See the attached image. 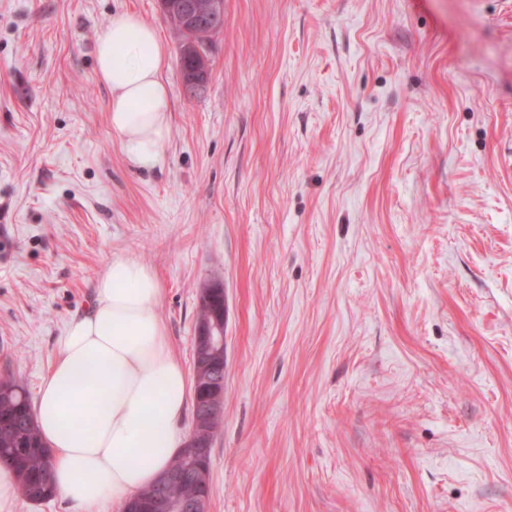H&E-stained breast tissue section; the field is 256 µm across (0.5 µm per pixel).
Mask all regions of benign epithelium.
<instances>
[{
    "label": "benign epithelium",
    "mask_w": 512,
    "mask_h": 512,
    "mask_svg": "<svg viewBox=\"0 0 512 512\" xmlns=\"http://www.w3.org/2000/svg\"><path fill=\"white\" fill-rule=\"evenodd\" d=\"M160 12L166 14L174 6L178 7L187 20L194 23V36L180 42L181 55L195 61V70L186 72L184 87L190 96L195 95L208 79L207 57L203 49L209 45L212 29L221 25L224 19V0H158ZM224 349L223 320L211 316L204 319L194 337V357L203 365L210 364L222 356ZM224 395V381H217L211 411L197 419L192 427L188 444L189 453L199 457L209 450L214 434L220 427L219 415L223 413L218 406V399ZM192 482L199 487V492L191 499L175 501L168 497L167 489L173 485ZM210 497V478L202 470L191 465L187 469H170L156 483V492L148 502L149 512H206Z\"/></svg>",
    "instance_id": "1"
}]
</instances>
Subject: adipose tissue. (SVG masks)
Wrapping results in <instances>:
<instances>
[{
  "mask_svg": "<svg viewBox=\"0 0 512 512\" xmlns=\"http://www.w3.org/2000/svg\"><path fill=\"white\" fill-rule=\"evenodd\" d=\"M95 57L96 74L112 92L108 119L126 160L146 171L162 166L170 136L165 43L138 14L117 11ZM161 294L150 268L114 257L93 306L55 342L33 411L56 491L78 512L107 499L125 504L187 444L192 381L159 313Z\"/></svg>",
  "mask_w": 512,
  "mask_h": 512,
  "instance_id": "obj_1",
  "label": "adipose tissue"
}]
</instances>
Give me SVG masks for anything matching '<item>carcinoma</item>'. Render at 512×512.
I'll list each match as a JSON object with an SVG mask.
<instances>
[{"label": "carcinoma", "mask_w": 512, "mask_h": 512, "mask_svg": "<svg viewBox=\"0 0 512 512\" xmlns=\"http://www.w3.org/2000/svg\"><path fill=\"white\" fill-rule=\"evenodd\" d=\"M224 368L220 361L211 367L193 364L192 404L209 395V383ZM50 451L44 446L35 423L33 406L26 390L10 375L0 377V465L16 475L25 497L41 503L56 496L47 461Z\"/></svg>", "instance_id": "1"}]
</instances>
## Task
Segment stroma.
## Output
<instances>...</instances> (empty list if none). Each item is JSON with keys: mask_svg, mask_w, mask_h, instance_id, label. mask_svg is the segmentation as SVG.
<instances>
[{"mask_svg": "<svg viewBox=\"0 0 512 512\" xmlns=\"http://www.w3.org/2000/svg\"><path fill=\"white\" fill-rule=\"evenodd\" d=\"M168 44L128 164L95 46ZM156 0H0V374L38 397L113 257L185 367L224 286L208 512H512V0H224L184 92Z\"/></svg>", "mask_w": 512, "mask_h": 512, "instance_id": "35a3bbf8", "label": "stroma"}]
</instances>
